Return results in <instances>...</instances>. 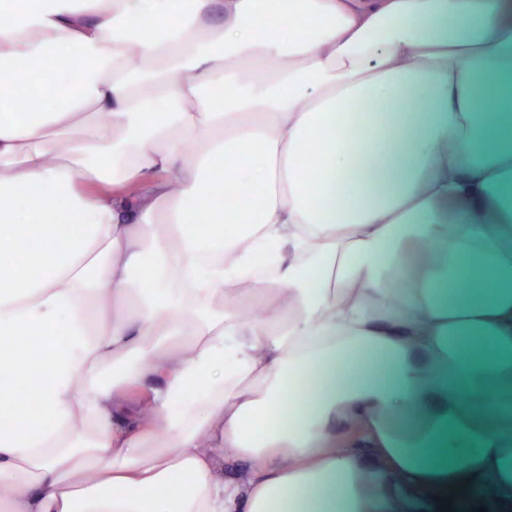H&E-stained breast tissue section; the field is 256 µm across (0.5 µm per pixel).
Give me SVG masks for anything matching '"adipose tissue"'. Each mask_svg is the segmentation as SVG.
Here are the masks:
<instances>
[{"mask_svg":"<svg viewBox=\"0 0 512 512\" xmlns=\"http://www.w3.org/2000/svg\"><path fill=\"white\" fill-rule=\"evenodd\" d=\"M473 492L512 512V0H0V512Z\"/></svg>","mask_w":512,"mask_h":512,"instance_id":"obj_1","label":"adipose tissue"}]
</instances>
